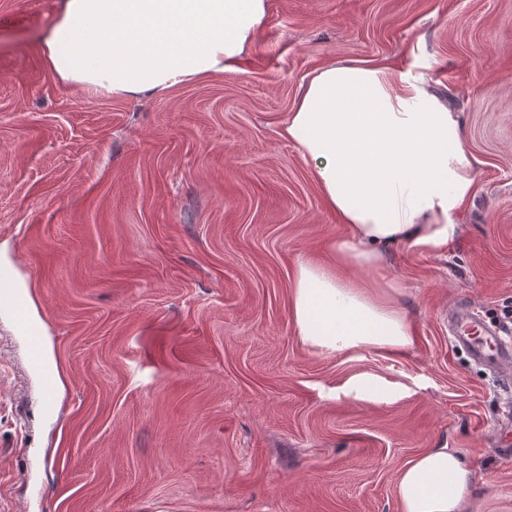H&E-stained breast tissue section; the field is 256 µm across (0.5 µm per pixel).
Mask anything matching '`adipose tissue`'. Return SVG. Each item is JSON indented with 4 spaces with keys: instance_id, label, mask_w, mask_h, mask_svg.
<instances>
[{
    "instance_id": "obj_1",
    "label": "adipose tissue",
    "mask_w": 512,
    "mask_h": 512,
    "mask_svg": "<svg viewBox=\"0 0 512 512\" xmlns=\"http://www.w3.org/2000/svg\"><path fill=\"white\" fill-rule=\"evenodd\" d=\"M268 0H58L39 51L58 83L145 98L233 71ZM312 166L327 207L349 229L328 263H299L291 314L304 343L331 351L410 344L391 282L369 284L392 247L444 249L473 180L459 120L410 71L335 61L302 85L282 129ZM351 276H344V269ZM465 457L428 449L398 475L401 512H461Z\"/></svg>"
}]
</instances>
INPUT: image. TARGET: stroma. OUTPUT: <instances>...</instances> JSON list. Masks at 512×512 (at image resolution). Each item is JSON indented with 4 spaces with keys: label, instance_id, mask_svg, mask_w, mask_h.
<instances>
[{
    "label": "stroma",
    "instance_id": "1",
    "mask_svg": "<svg viewBox=\"0 0 512 512\" xmlns=\"http://www.w3.org/2000/svg\"><path fill=\"white\" fill-rule=\"evenodd\" d=\"M55 7L0 0V271L43 336L31 365L0 305V512H400L399 470L443 446L464 512H512V392L445 319L512 340V0H269L235 71L141 99L49 76ZM334 60L410 68L469 143L446 250L367 274L402 288L396 351L291 315L298 264L349 234L281 135Z\"/></svg>",
    "mask_w": 512,
    "mask_h": 512
}]
</instances>
